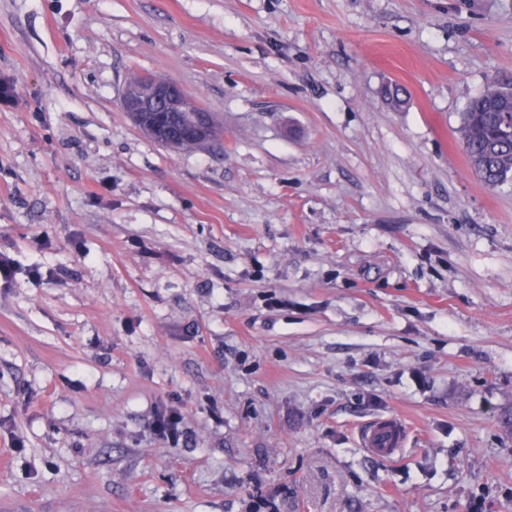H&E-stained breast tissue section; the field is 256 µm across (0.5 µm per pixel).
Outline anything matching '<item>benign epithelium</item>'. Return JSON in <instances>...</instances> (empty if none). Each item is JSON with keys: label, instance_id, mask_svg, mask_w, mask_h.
Here are the masks:
<instances>
[{"label": "benign epithelium", "instance_id": "7a95c632", "mask_svg": "<svg viewBox=\"0 0 512 512\" xmlns=\"http://www.w3.org/2000/svg\"><path fill=\"white\" fill-rule=\"evenodd\" d=\"M119 105L141 132L167 146L187 137L205 146L213 136L208 115L201 114L190 124L182 120V113L195 112L197 107L175 80L147 75L137 85L125 83L119 93Z\"/></svg>", "mask_w": 512, "mask_h": 512}]
</instances>
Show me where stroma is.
<instances>
[{
	"label": "stroma",
	"instance_id": "stroma-1",
	"mask_svg": "<svg viewBox=\"0 0 512 512\" xmlns=\"http://www.w3.org/2000/svg\"><path fill=\"white\" fill-rule=\"evenodd\" d=\"M132 72L221 140L138 131ZM494 80L512 0H0V512H512ZM512 88L492 81L462 115L459 135L468 162L489 186L512 183V126L502 128L497 107H511ZM182 418L177 411L158 412L155 416V430L156 432L169 440L172 444H177L180 437L183 435L181 429ZM402 431V420L398 416H392L362 427L358 437L361 446L369 453L396 457L404 446Z\"/></svg>",
	"mask_w": 512,
	"mask_h": 512
}]
</instances>
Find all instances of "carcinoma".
<instances>
[{"label":"carcinoma","mask_w":512,"mask_h":512,"mask_svg":"<svg viewBox=\"0 0 512 512\" xmlns=\"http://www.w3.org/2000/svg\"><path fill=\"white\" fill-rule=\"evenodd\" d=\"M512 100V88L497 81L474 98L462 115L459 135L468 162L490 186L512 183V126L498 123L497 107Z\"/></svg>","instance_id":"obj_1"}]
</instances>
